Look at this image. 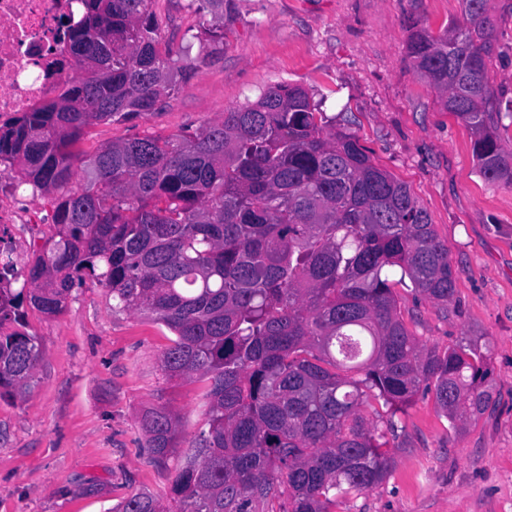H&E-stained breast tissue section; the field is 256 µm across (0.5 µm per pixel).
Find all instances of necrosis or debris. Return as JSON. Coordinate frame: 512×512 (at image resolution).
I'll use <instances>...</instances> for the list:
<instances>
[{"instance_id":"1","label":"necrosis or debris","mask_w":512,"mask_h":512,"mask_svg":"<svg viewBox=\"0 0 512 512\" xmlns=\"http://www.w3.org/2000/svg\"><path fill=\"white\" fill-rule=\"evenodd\" d=\"M79 0H0V118L27 111L66 81L70 70L55 69L66 25L80 20ZM26 199L0 195V276L15 278L14 264L25 243L15 237L12 225L32 223Z\"/></svg>"}]
</instances>
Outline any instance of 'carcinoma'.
<instances>
[{"label":"carcinoma","mask_w":512,"mask_h":512,"mask_svg":"<svg viewBox=\"0 0 512 512\" xmlns=\"http://www.w3.org/2000/svg\"><path fill=\"white\" fill-rule=\"evenodd\" d=\"M152 3L81 0L63 53L83 75L0 122V164L53 195L55 229L22 286H0V399L28 393L41 359L27 310L59 315L90 279L112 310L174 334L166 378L209 382L180 463L179 419L164 406L140 415L172 507L138 491L112 512H332L382 482L397 414L419 391L455 429L494 408L488 355L469 342L427 349L400 319L397 284L453 298L448 245L407 185L355 135L327 130L300 86H271L195 133L103 145L74 188L72 147L86 127L148 116L179 89L186 66L161 46ZM461 4L463 26L434 35L413 24L408 56L471 130L482 176L512 185L492 117L496 21L490 0ZM188 8L211 15L219 52L224 0ZM371 400L381 406L372 425L361 412Z\"/></svg>","instance_id":"cac0c4a2"}]
</instances>
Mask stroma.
I'll list each match as a JSON object with an SVG mask.
<instances>
[{
    "label": "stroma",
    "mask_w": 512,
    "mask_h": 512,
    "mask_svg": "<svg viewBox=\"0 0 512 512\" xmlns=\"http://www.w3.org/2000/svg\"><path fill=\"white\" fill-rule=\"evenodd\" d=\"M498 21L490 73L494 116L512 153V0H490ZM163 40L184 51L179 89L147 117L87 128L81 156L101 145L193 133L268 86L305 88L375 165L405 183L430 215L457 271L440 306L395 286L400 316L428 348L489 344L497 406L453 429L433 394L405 409L385 479L335 512H512V186L491 183L472 155L470 129L446 112L407 54L408 26L432 33L463 21L460 0H224V48L209 50L187 0H155ZM42 359L30 392L0 400V512H108L130 493H165L139 428L143 407L182 421L180 449L200 426L206 381L167 379L171 332L116 312L106 288L75 286L63 314L28 313Z\"/></svg>",
    "instance_id": "35a3bbf8"
}]
</instances>
